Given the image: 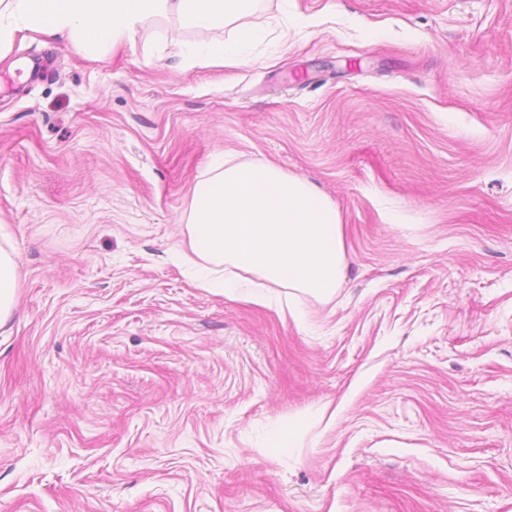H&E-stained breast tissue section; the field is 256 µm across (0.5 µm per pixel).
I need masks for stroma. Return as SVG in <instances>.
<instances>
[{
	"instance_id": "35a3bbf8",
	"label": "stroma",
	"mask_w": 512,
	"mask_h": 512,
	"mask_svg": "<svg viewBox=\"0 0 512 512\" xmlns=\"http://www.w3.org/2000/svg\"><path fill=\"white\" fill-rule=\"evenodd\" d=\"M260 7L233 66L191 56L232 28L172 14L95 54L16 23L0 512H512V0ZM221 152L340 210L305 323L173 260ZM18 272L13 252L0 246V328L4 327L17 303Z\"/></svg>"
}]
</instances>
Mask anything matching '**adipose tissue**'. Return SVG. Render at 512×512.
I'll use <instances>...</instances> for the list:
<instances>
[{
    "label": "adipose tissue",
    "mask_w": 512,
    "mask_h": 512,
    "mask_svg": "<svg viewBox=\"0 0 512 512\" xmlns=\"http://www.w3.org/2000/svg\"><path fill=\"white\" fill-rule=\"evenodd\" d=\"M259 0H0V45L13 36L11 19L46 38L64 37L86 50L114 46L138 23L177 14L183 25L236 27L238 39L211 41L203 62L238 65L264 30ZM183 222L191 253L185 262L200 287L267 302L269 287L288 291V311L304 318L302 296L331 298L345 280L346 251L339 210L305 178L263 162L220 154L198 181Z\"/></svg>",
    "instance_id": "adipose-tissue-1"
}]
</instances>
